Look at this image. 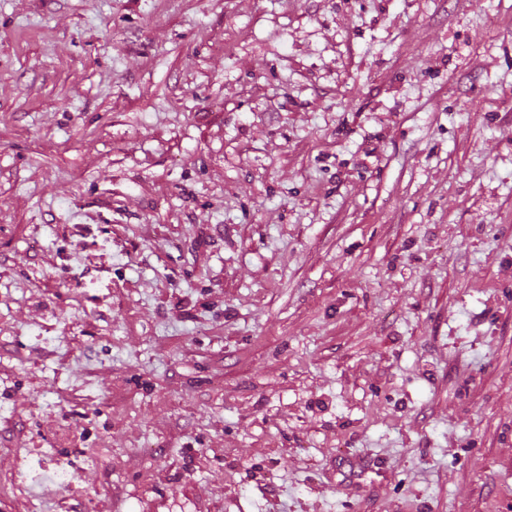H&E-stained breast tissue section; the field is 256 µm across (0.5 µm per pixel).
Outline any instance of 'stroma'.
I'll return each mask as SVG.
<instances>
[{
	"label": "stroma",
	"mask_w": 512,
	"mask_h": 512,
	"mask_svg": "<svg viewBox=\"0 0 512 512\" xmlns=\"http://www.w3.org/2000/svg\"><path fill=\"white\" fill-rule=\"evenodd\" d=\"M0 512H512V0H0Z\"/></svg>",
	"instance_id": "1"
}]
</instances>
